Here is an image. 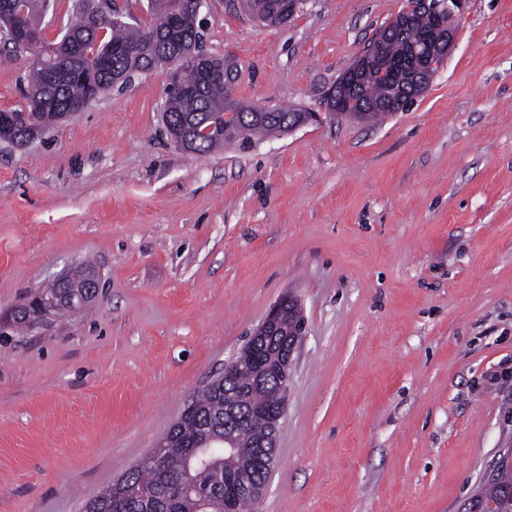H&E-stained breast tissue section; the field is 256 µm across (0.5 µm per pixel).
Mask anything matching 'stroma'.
Returning a JSON list of instances; mask_svg holds the SVG:
<instances>
[{"label":"stroma","instance_id":"stroma-1","mask_svg":"<svg viewBox=\"0 0 512 512\" xmlns=\"http://www.w3.org/2000/svg\"><path fill=\"white\" fill-rule=\"evenodd\" d=\"M402 6L304 0L266 26L209 0L235 100L321 115L250 148L178 149L164 68L0 142V512H83L286 294L307 328L258 512H461L512 445V0H470L405 110L329 115ZM25 74L0 47V110ZM85 261L93 302L11 325Z\"/></svg>","mask_w":512,"mask_h":512}]
</instances>
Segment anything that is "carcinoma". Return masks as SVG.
<instances>
[{
    "mask_svg": "<svg viewBox=\"0 0 512 512\" xmlns=\"http://www.w3.org/2000/svg\"><path fill=\"white\" fill-rule=\"evenodd\" d=\"M277 0H243L242 7L260 23L271 25L270 14L275 12ZM412 5L405 25L390 30L380 43L379 52L364 59L358 80L348 88L347 97L352 101L351 111L344 118L358 122H375L388 114L386 106L397 105L403 110L421 95L427 86L415 67L414 50H423L421 32L430 26L432 16L421 0H405ZM191 0H148L151 21L147 28L131 27L126 23L99 27L73 28L62 26L59 40L38 44L25 49L11 44L12 52L25 57L44 51L55 68L54 77L43 69H28L25 103L23 106L0 111V141L20 144L36 131L45 134L58 125L69 105L92 94L102 95L121 79L139 70H147L155 61L174 62L180 71V87L166 90L162 121L170 136L190 129L195 143L192 152L206 154L226 143L236 142L247 147L248 136L259 133L279 135L288 126L308 117V113L286 107L274 109L243 106L233 100L237 76L235 65L224 70L233 72L231 81L204 82L195 64L188 58L191 47L197 46L199 32L187 30L169 36L171 14L190 7ZM157 34V41L146 42V30ZM104 53L109 67L93 65L91 57ZM27 118H18L22 110ZM96 275L94 268L82 263L75 277L66 284L53 282L39 292L43 298L53 297L56 314L69 310V298L82 291H89L88 277ZM37 319L36 310L30 305L17 309L12 321L18 326L30 327ZM194 411L177 429L169 432L165 447L156 449L164 461L157 466L153 457L132 469L126 476L112 483L95 497L85 502L83 512H224V487L215 486L214 476H234L239 467H224V449L201 448L198 457L191 456L192 449L183 447L186 438L207 427V432L218 439L224 437V408L237 406L252 411L247 424L249 437L262 433L266 419L262 409L273 405V387L255 382L249 373L237 380L224 382L215 378L196 400L191 402ZM193 478L178 497L167 498L160 493L170 478ZM512 462L504 463L496 478L480 485V493L496 500L500 512H512Z\"/></svg>",
    "mask_w": 512,
    "mask_h": 512,
    "instance_id": "1",
    "label": "carcinoma"
}]
</instances>
